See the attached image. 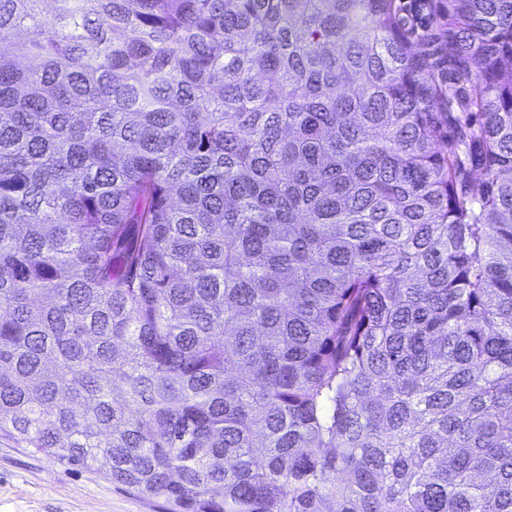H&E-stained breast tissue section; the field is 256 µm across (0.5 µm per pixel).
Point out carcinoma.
Here are the masks:
<instances>
[{
    "mask_svg": "<svg viewBox=\"0 0 512 512\" xmlns=\"http://www.w3.org/2000/svg\"><path fill=\"white\" fill-rule=\"evenodd\" d=\"M0 0V439L167 512H512V0Z\"/></svg>",
    "mask_w": 512,
    "mask_h": 512,
    "instance_id": "1",
    "label": "carcinoma"
}]
</instances>
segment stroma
<instances>
[{
	"label": "stroma",
	"instance_id": "obj_1",
	"mask_svg": "<svg viewBox=\"0 0 512 512\" xmlns=\"http://www.w3.org/2000/svg\"><path fill=\"white\" fill-rule=\"evenodd\" d=\"M0 512H163L102 474L0 444Z\"/></svg>",
	"mask_w": 512,
	"mask_h": 512
}]
</instances>
